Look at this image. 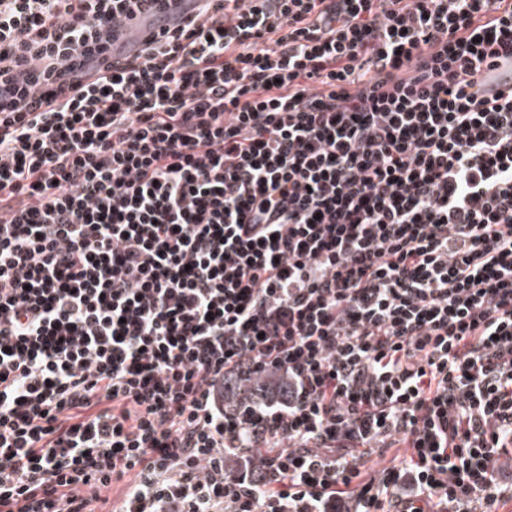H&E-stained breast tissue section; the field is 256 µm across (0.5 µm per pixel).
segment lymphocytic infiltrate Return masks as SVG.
<instances>
[{
  "instance_id": "1",
  "label": "lymphocytic infiltrate",
  "mask_w": 512,
  "mask_h": 512,
  "mask_svg": "<svg viewBox=\"0 0 512 512\" xmlns=\"http://www.w3.org/2000/svg\"><path fill=\"white\" fill-rule=\"evenodd\" d=\"M144 3L0 0V512L512 505V0ZM158 6V4L155 5L152 2H147L144 5L143 14L140 15V17L129 23H123L121 27V44L127 50H134L137 48L142 39L143 34L147 30V25L148 22L151 20V16L158 12Z\"/></svg>"
}]
</instances>
